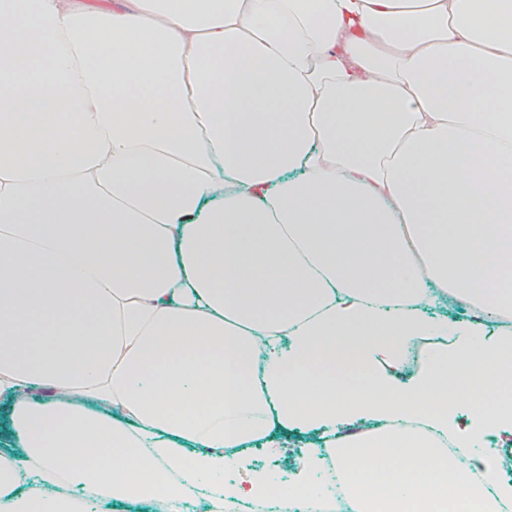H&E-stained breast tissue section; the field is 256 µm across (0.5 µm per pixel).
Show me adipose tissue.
<instances>
[{
	"label": "adipose tissue",
	"instance_id": "adipose-tissue-1",
	"mask_svg": "<svg viewBox=\"0 0 512 512\" xmlns=\"http://www.w3.org/2000/svg\"><path fill=\"white\" fill-rule=\"evenodd\" d=\"M505 316L512 0H0V512L142 506L159 468L304 512L334 446L350 512H512L442 460L512 434L472 396ZM288 432V477L251 464Z\"/></svg>",
	"mask_w": 512,
	"mask_h": 512
}]
</instances>
